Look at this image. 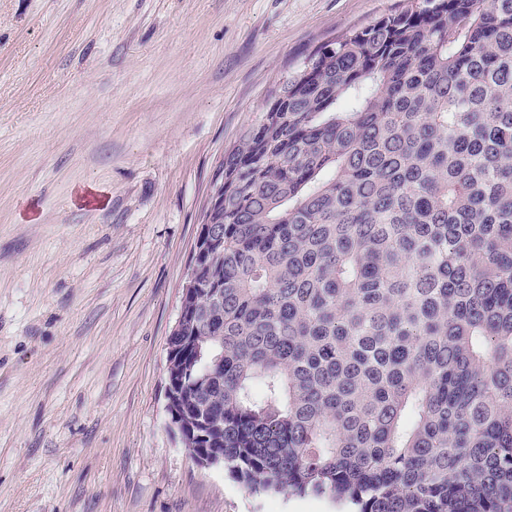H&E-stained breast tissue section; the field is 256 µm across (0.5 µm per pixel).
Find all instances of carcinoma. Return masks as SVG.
<instances>
[{
    "label": "carcinoma",
    "mask_w": 512,
    "mask_h": 512,
    "mask_svg": "<svg viewBox=\"0 0 512 512\" xmlns=\"http://www.w3.org/2000/svg\"><path fill=\"white\" fill-rule=\"evenodd\" d=\"M170 342L188 448L255 492L512 512V0H404L224 153Z\"/></svg>",
    "instance_id": "1"
}]
</instances>
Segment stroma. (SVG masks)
<instances>
[{
  "mask_svg": "<svg viewBox=\"0 0 512 512\" xmlns=\"http://www.w3.org/2000/svg\"><path fill=\"white\" fill-rule=\"evenodd\" d=\"M401 0H0V512H336L199 468L167 340L226 150Z\"/></svg>",
  "mask_w": 512,
  "mask_h": 512,
  "instance_id": "obj_1",
  "label": "stroma"
}]
</instances>
